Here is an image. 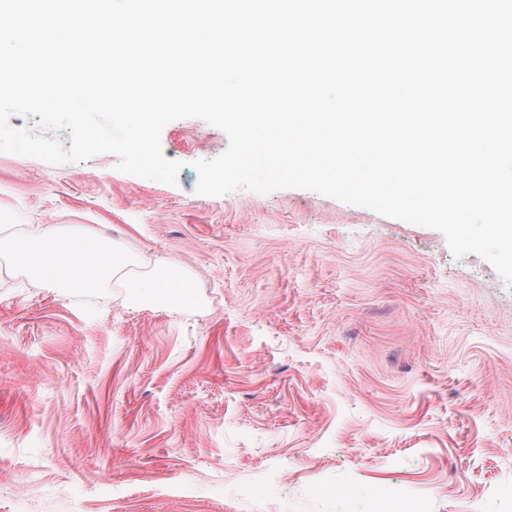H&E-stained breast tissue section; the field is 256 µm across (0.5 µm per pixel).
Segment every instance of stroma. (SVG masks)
<instances>
[{"instance_id": "1", "label": "stroma", "mask_w": 512, "mask_h": 512, "mask_svg": "<svg viewBox=\"0 0 512 512\" xmlns=\"http://www.w3.org/2000/svg\"><path fill=\"white\" fill-rule=\"evenodd\" d=\"M170 186L120 158L0 153L20 233L80 225L204 305L32 287L0 259V512H512V286L432 228L317 192L196 194L226 134L168 123Z\"/></svg>"}]
</instances>
